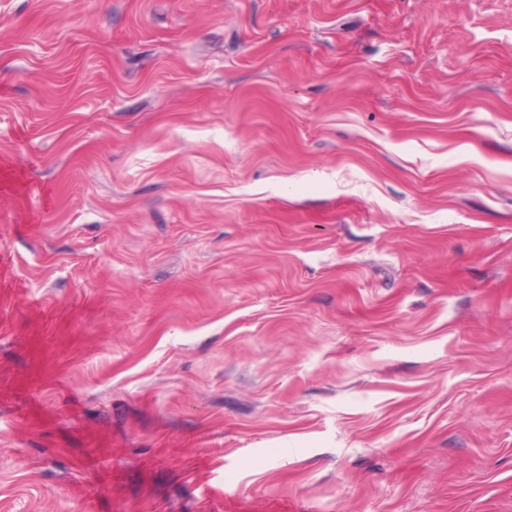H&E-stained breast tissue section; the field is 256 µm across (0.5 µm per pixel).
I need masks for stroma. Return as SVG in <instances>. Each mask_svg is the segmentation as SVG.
<instances>
[{"mask_svg": "<svg viewBox=\"0 0 512 512\" xmlns=\"http://www.w3.org/2000/svg\"><path fill=\"white\" fill-rule=\"evenodd\" d=\"M0 512H512V0H0Z\"/></svg>", "mask_w": 512, "mask_h": 512, "instance_id": "35a3bbf8", "label": "stroma"}]
</instances>
